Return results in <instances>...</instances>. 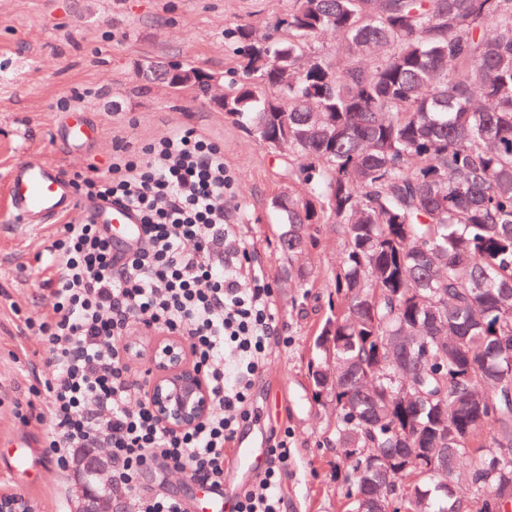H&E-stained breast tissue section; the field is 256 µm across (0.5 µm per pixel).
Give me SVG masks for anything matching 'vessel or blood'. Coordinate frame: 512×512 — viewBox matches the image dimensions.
Masks as SVG:
<instances>
[{"label":"vessel or blood","instance_id":"vessel-or-blood-1","mask_svg":"<svg viewBox=\"0 0 512 512\" xmlns=\"http://www.w3.org/2000/svg\"><path fill=\"white\" fill-rule=\"evenodd\" d=\"M94 136V128L77 111L63 128V138L72 147L85 146ZM6 197L9 215L19 229L36 228L82 207L97 222L108 225L118 244L131 248L142 237L141 225L131 209L120 204L79 205L71 183L60 170L39 158L32 157L12 167Z\"/></svg>","mask_w":512,"mask_h":512}]
</instances>
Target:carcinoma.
Here are the masks:
<instances>
[{
  "mask_svg": "<svg viewBox=\"0 0 512 512\" xmlns=\"http://www.w3.org/2000/svg\"><path fill=\"white\" fill-rule=\"evenodd\" d=\"M326 31L346 60L317 51ZM228 36L220 109L288 152L284 281L315 287L294 259L318 225L346 242L311 379L352 512L372 492L492 512L512 483V0H290L271 32Z\"/></svg>",
  "mask_w": 512,
  "mask_h": 512,
  "instance_id": "obj_1",
  "label": "carcinoma"
}]
</instances>
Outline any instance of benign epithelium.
<instances>
[{
    "mask_svg": "<svg viewBox=\"0 0 512 512\" xmlns=\"http://www.w3.org/2000/svg\"><path fill=\"white\" fill-rule=\"evenodd\" d=\"M151 378L147 396L157 419L171 429H185L204 419L210 410L208 387L197 367L190 361L186 348L176 336L155 340L150 358ZM108 457L98 449L87 451V464L93 478L112 484ZM79 490L75 502L79 512H94L88 484L77 477ZM31 501L0 492V512H21L20 506Z\"/></svg>",
    "mask_w": 512,
    "mask_h": 512,
    "instance_id": "7a95c632",
    "label": "benign epithelium"
}]
</instances>
